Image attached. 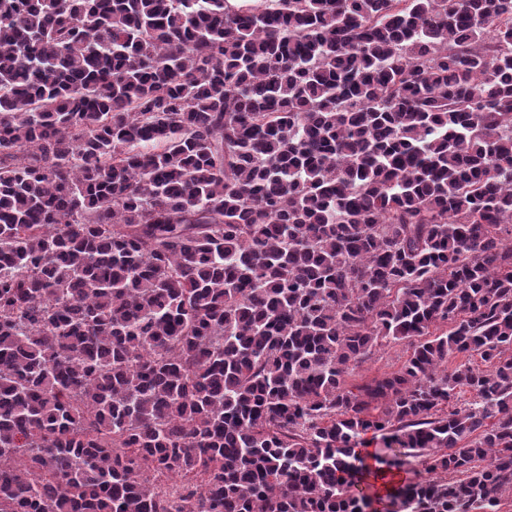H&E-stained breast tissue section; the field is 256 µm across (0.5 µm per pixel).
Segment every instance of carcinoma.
<instances>
[{
  "label": "carcinoma",
  "mask_w": 512,
  "mask_h": 512,
  "mask_svg": "<svg viewBox=\"0 0 512 512\" xmlns=\"http://www.w3.org/2000/svg\"><path fill=\"white\" fill-rule=\"evenodd\" d=\"M504 224L512 0H0V512H501ZM408 348L404 342L383 347L371 360L363 364L355 376L347 379L348 384H361L365 380L381 377L386 372H390L407 357Z\"/></svg>",
  "instance_id": "obj_1"
}]
</instances>
